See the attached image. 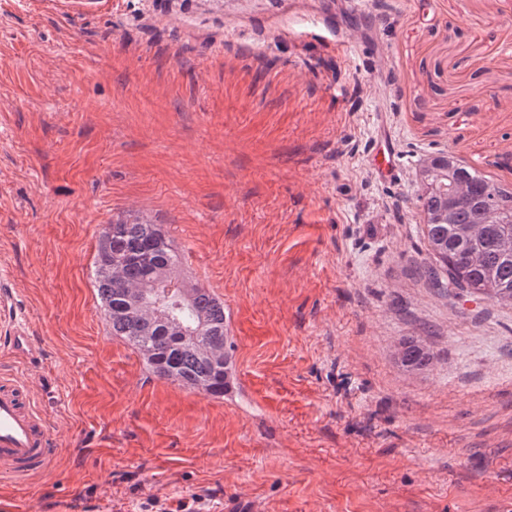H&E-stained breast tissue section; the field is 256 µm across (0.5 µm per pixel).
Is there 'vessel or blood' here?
Returning a JSON list of instances; mask_svg holds the SVG:
<instances>
[{
	"mask_svg": "<svg viewBox=\"0 0 512 512\" xmlns=\"http://www.w3.org/2000/svg\"><path fill=\"white\" fill-rule=\"evenodd\" d=\"M369 164L379 180L391 178L395 152L390 141L374 142ZM15 356L30 359L34 348L25 329L12 323L4 334ZM56 452V432L47 416L34 408L32 388L14 377L0 376V477L23 480L46 472Z\"/></svg>",
	"mask_w": 512,
	"mask_h": 512,
	"instance_id": "b4317fda",
	"label": "vessel or blood"
}]
</instances>
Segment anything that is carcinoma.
Returning a JSON list of instances; mask_svg holds the SVG:
<instances>
[{
	"instance_id": "carcinoma-1",
	"label": "carcinoma",
	"mask_w": 512,
	"mask_h": 512,
	"mask_svg": "<svg viewBox=\"0 0 512 512\" xmlns=\"http://www.w3.org/2000/svg\"><path fill=\"white\" fill-rule=\"evenodd\" d=\"M427 250L436 265L423 268L433 288L450 284L492 303L512 305V186L494 180L453 152L429 157L417 195ZM182 257L160 225L117 218L100 233L95 283L111 333L136 350L156 377L222 398L232 380V341L224 303L208 289H183L187 308L173 314L201 327L178 336L169 318L132 308L136 291L154 285L157 273L180 277ZM396 357L407 371L432 365L426 340L402 341Z\"/></svg>"
}]
</instances>
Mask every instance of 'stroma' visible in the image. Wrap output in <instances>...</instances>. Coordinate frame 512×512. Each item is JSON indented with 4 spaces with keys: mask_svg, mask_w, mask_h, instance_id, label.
Masks as SVG:
<instances>
[{
    "mask_svg": "<svg viewBox=\"0 0 512 512\" xmlns=\"http://www.w3.org/2000/svg\"><path fill=\"white\" fill-rule=\"evenodd\" d=\"M392 134L396 174L368 152ZM512 184V0H0V277L54 424L17 512H497L512 308L428 287L418 173ZM145 215L224 303L235 384L158 378L112 336L102 228ZM425 337L408 372L399 343ZM396 357L406 371H419L432 365L433 355L426 340L413 336L402 341L397 348Z\"/></svg>",
    "mask_w": 512,
    "mask_h": 512,
    "instance_id": "stroma-1",
    "label": "stroma"
}]
</instances>
